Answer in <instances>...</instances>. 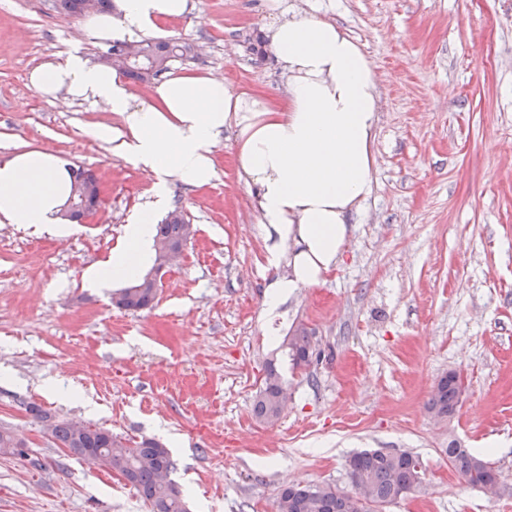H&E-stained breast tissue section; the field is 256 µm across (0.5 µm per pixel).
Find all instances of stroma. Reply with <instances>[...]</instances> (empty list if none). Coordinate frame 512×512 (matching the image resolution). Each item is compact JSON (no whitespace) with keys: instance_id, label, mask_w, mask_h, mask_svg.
<instances>
[{"instance_id":"35a3bbf8","label":"stroma","mask_w":512,"mask_h":512,"mask_svg":"<svg viewBox=\"0 0 512 512\" xmlns=\"http://www.w3.org/2000/svg\"><path fill=\"white\" fill-rule=\"evenodd\" d=\"M190 2L157 36L202 53L169 74L220 72L235 91L280 97L268 0ZM288 2L358 44L378 126L372 193L339 264L270 322L267 286L287 267L268 262L231 131L210 185L169 186V209L196 234L152 308L120 309L114 289L84 287L155 178L96 136L121 124L108 105L49 99L29 83L39 64L73 52L96 61L107 44L53 0H0V161L47 151L93 169L105 189L99 211L58 232L0 222V424L29 448L25 460L0 455V512H150L119 474L59 448L31 402L166 445L191 512H277L291 482L348 488L346 459L373 448L412 452L425 470L385 512H512V496L461 486L445 454L452 441L484 451L512 483V0ZM300 328L320 356L296 367L283 342ZM271 367L288 402L266 424L253 402ZM452 369L466 390L437 421L426 403Z\"/></svg>"}]
</instances>
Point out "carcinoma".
<instances>
[{"label": "carcinoma", "instance_id": "carcinoma-1", "mask_svg": "<svg viewBox=\"0 0 512 512\" xmlns=\"http://www.w3.org/2000/svg\"><path fill=\"white\" fill-rule=\"evenodd\" d=\"M192 46L180 39L120 41L116 40L102 55L127 61L121 73L140 83H150L168 70L176 59L189 56ZM184 217L174 210L156 225L155 243L180 244L186 241ZM155 296L151 289L136 284L123 288L115 304L125 310L140 311L152 307ZM288 350L293 364L307 366L314 353L312 338L305 329L288 337ZM463 389L454 377L444 374L433 385L427 403L429 412L444 418L456 413ZM286 391L279 374L269 367L263 387L255 397L253 411L264 423L278 421L284 409ZM26 412L40 423L51 421V435L60 447L82 457L89 448H97L103 455L102 463L119 473L150 506L151 512H188L183 492L170 479L174 462L160 442L145 439L135 446L113 434H82L76 423L60 419L41 406L30 403ZM450 470L469 480L470 487L478 488L490 497L499 496L503 488L512 494V485L501 479L494 463L469 448L448 444ZM0 454L23 458L27 456L26 442L9 427H0ZM345 469L354 493L347 494L332 483L305 486H284L277 498L278 512H379L418 488L424 479L419 458L409 451L389 454L381 449L363 450L352 454Z\"/></svg>", "mask_w": 512, "mask_h": 512}]
</instances>
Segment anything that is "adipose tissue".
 Listing matches in <instances>:
<instances>
[{"mask_svg": "<svg viewBox=\"0 0 512 512\" xmlns=\"http://www.w3.org/2000/svg\"><path fill=\"white\" fill-rule=\"evenodd\" d=\"M269 7L274 19L266 37L286 76L281 106L193 74L168 78L151 99L137 102L118 72L81 56L31 71L29 82L44 97L107 102L122 117L121 127L104 132L113 154L155 177L153 200L125 225L107 260L85 271L87 287L132 281L154 264V220L167 204L170 183L209 185L217 172L214 148L227 130L236 133L238 170L257 189L269 261L288 266L268 286L267 317L277 318L298 289L317 284L339 263L348 218L372 192L374 75L357 43L335 23L296 15L288 0H269ZM189 10V0H117L116 15H89L82 28L97 40L117 30L149 36L160 21ZM72 182L71 169L52 154L14 155L0 163V219L62 223Z\"/></svg>", "mask_w": 512, "mask_h": 512, "instance_id": "obj_1", "label": "adipose tissue"}]
</instances>
